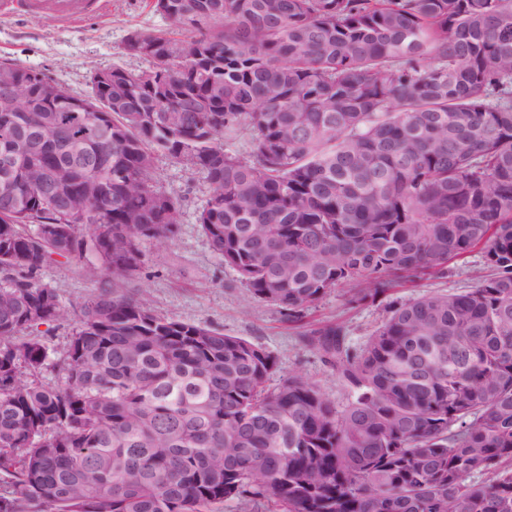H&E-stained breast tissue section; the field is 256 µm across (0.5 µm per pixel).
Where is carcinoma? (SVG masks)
Masks as SVG:
<instances>
[{
    "mask_svg": "<svg viewBox=\"0 0 512 512\" xmlns=\"http://www.w3.org/2000/svg\"><path fill=\"white\" fill-rule=\"evenodd\" d=\"M151 8L174 36L132 33L149 67L92 99L48 105L0 62L30 92L0 129L32 148L0 167V512H512V0ZM158 153L203 174L200 231L255 301L292 322L338 288L386 303L359 350L331 321L300 336L346 404L131 292L180 222ZM474 251L475 287L392 298ZM60 258L104 282L47 382Z\"/></svg>",
    "mask_w": 512,
    "mask_h": 512,
    "instance_id": "cac0c4a2",
    "label": "carcinoma"
}]
</instances>
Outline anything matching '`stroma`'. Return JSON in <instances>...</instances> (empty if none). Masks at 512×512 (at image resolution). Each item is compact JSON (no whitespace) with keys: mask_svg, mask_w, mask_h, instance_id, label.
I'll return each mask as SVG.
<instances>
[{"mask_svg":"<svg viewBox=\"0 0 512 512\" xmlns=\"http://www.w3.org/2000/svg\"><path fill=\"white\" fill-rule=\"evenodd\" d=\"M169 28V23L149 8L147 0H102L99 11L69 25L50 15L32 19L22 9L5 8L0 10V61L30 67L71 93L85 96L91 91L93 69H144V62L125 49L131 32ZM152 181L159 190L181 199V225L173 241L144 243L145 265L133 284L134 291L145 294L160 314L204 323L263 346L279 358L276 378L302 374L336 403H345L347 393L335 369L301 343L297 326L288 323L276 309L252 301L247 289L235 284L233 272L224 268L201 234L196 217L208 192L203 175L159 155ZM482 273L480 256L474 252L451 262L447 277L421 281L420 289L431 292L470 288ZM40 277L58 288L64 306L62 320L40 328L49 359L54 362L70 337L79 305L97 289L98 283L96 278L62 261L45 267ZM385 315L381 305L347 308L343 292L338 289L323 299L309 320H331L343 325L349 346L356 350Z\"/></svg>","mask_w":512,"mask_h":512,"instance_id":"stroma-1","label":"stroma"}]
</instances>
